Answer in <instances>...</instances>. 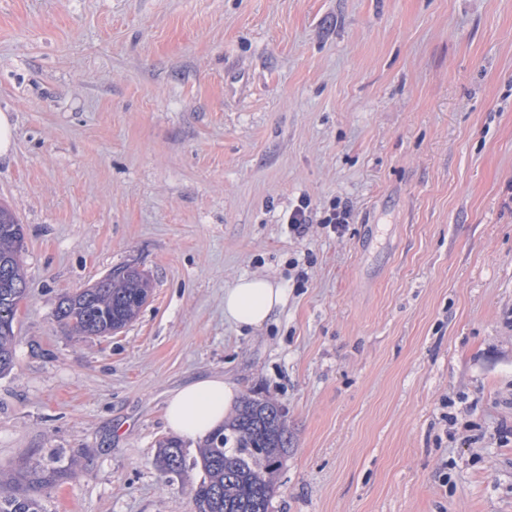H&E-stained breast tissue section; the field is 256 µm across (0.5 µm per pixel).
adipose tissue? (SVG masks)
Wrapping results in <instances>:
<instances>
[{
	"label": "adipose tissue",
	"mask_w": 512,
	"mask_h": 512,
	"mask_svg": "<svg viewBox=\"0 0 512 512\" xmlns=\"http://www.w3.org/2000/svg\"><path fill=\"white\" fill-rule=\"evenodd\" d=\"M286 302V291L279 282L244 275L224 290V317L237 327L260 329ZM238 399V386L225 377L196 379L170 393L164 418L173 434L201 440L223 425Z\"/></svg>",
	"instance_id": "ef3b65f1"
}]
</instances>
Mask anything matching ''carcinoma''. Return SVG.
<instances>
[{
    "label": "carcinoma",
    "mask_w": 512,
    "mask_h": 512,
    "mask_svg": "<svg viewBox=\"0 0 512 512\" xmlns=\"http://www.w3.org/2000/svg\"><path fill=\"white\" fill-rule=\"evenodd\" d=\"M23 227L0 224V269H10L9 278L0 276V374L14 363V327L17 311L14 299L16 281L24 280L21 265ZM149 282L137 270L112 281L88 299H74L72 293L61 295L55 319L78 336L86 331L105 334L108 325L125 327L138 315L141 294ZM286 414L269 399L246 397L234 417L208 437L200 447L199 460L204 479L191 485L193 512H269L277 492L272 459L288 453ZM156 464L163 475L185 473L183 443L168 438L159 444ZM68 469L22 470L0 490V512H44L35 492L44 484L73 478Z\"/></svg>",
    "instance_id": "1"
}]
</instances>
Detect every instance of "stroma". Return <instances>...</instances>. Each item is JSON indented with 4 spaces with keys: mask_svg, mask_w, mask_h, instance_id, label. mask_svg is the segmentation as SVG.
<instances>
[{
    "mask_svg": "<svg viewBox=\"0 0 512 512\" xmlns=\"http://www.w3.org/2000/svg\"><path fill=\"white\" fill-rule=\"evenodd\" d=\"M0 204L28 290L0 476L45 512H191L169 394L220 375L285 411L269 512H512V0H0ZM346 205L343 232L284 218ZM133 265L131 325L62 293ZM288 290L259 330L224 290ZM313 204L307 196H301L296 203L288 210L287 222L292 232L298 237H304L311 224L313 214ZM120 271L104 277L91 286L82 288L80 294L94 295L91 298L74 299L76 293L65 292L61 295L54 312L55 319L67 326L77 336L84 338L106 336L108 325L125 328L138 315L141 308V294L149 288L148 279L136 269L130 270L126 276L119 277ZM108 288L107 286L111 283ZM94 331L100 336L83 335L86 331ZM287 302L285 288L266 276L244 275L224 290V319L238 328L261 329ZM183 443L177 438H168L159 444L156 464L163 475H181L186 472ZM74 475L75 471L70 468L39 470L32 467L19 471L8 484V490H2L0 483V512H44L35 495L37 489L43 484L71 479Z\"/></svg>",
    "mask_w": 512,
    "mask_h": 512,
    "instance_id": "1",
    "label": "stroma"
}]
</instances>
